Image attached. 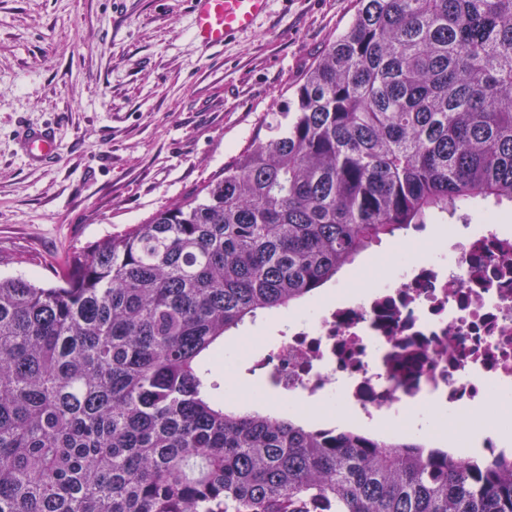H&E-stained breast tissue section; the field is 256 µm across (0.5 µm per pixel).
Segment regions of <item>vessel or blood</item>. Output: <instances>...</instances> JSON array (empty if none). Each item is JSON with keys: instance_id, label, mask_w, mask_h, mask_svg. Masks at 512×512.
<instances>
[{"instance_id": "obj_1", "label": "vessel or blood", "mask_w": 512, "mask_h": 512, "mask_svg": "<svg viewBox=\"0 0 512 512\" xmlns=\"http://www.w3.org/2000/svg\"><path fill=\"white\" fill-rule=\"evenodd\" d=\"M270 0H189L191 31L194 40L204 49H218L238 35L251 29L255 20L267 10ZM26 157L45 162L58 155L53 131L26 129L20 135Z\"/></svg>"}]
</instances>
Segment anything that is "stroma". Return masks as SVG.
Listing matches in <instances>:
<instances>
[{"instance_id": "stroma-1", "label": "stroma", "mask_w": 512, "mask_h": 512, "mask_svg": "<svg viewBox=\"0 0 512 512\" xmlns=\"http://www.w3.org/2000/svg\"><path fill=\"white\" fill-rule=\"evenodd\" d=\"M354 0H271L218 50L189 0H0V277L55 282L70 248L146 222L249 148ZM60 154L30 164L20 127Z\"/></svg>"}]
</instances>
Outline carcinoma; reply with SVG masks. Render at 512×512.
<instances>
[{"mask_svg":"<svg viewBox=\"0 0 512 512\" xmlns=\"http://www.w3.org/2000/svg\"><path fill=\"white\" fill-rule=\"evenodd\" d=\"M267 132L58 284L0 279V512H512L510 461L228 409L213 369L383 239L512 204V0H355Z\"/></svg>","mask_w":512,"mask_h":512,"instance_id":"carcinoma-1","label":"carcinoma"}]
</instances>
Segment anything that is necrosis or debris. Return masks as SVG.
<instances>
[{"mask_svg": "<svg viewBox=\"0 0 512 512\" xmlns=\"http://www.w3.org/2000/svg\"><path fill=\"white\" fill-rule=\"evenodd\" d=\"M388 274L289 322L272 351L243 360L279 403L339 402L349 426L375 417L411 427L410 414L456 412L486 422L492 402L512 395V226L448 233Z\"/></svg>", "mask_w": 512, "mask_h": 512, "instance_id": "obj_1", "label": "necrosis or debris"}]
</instances>
